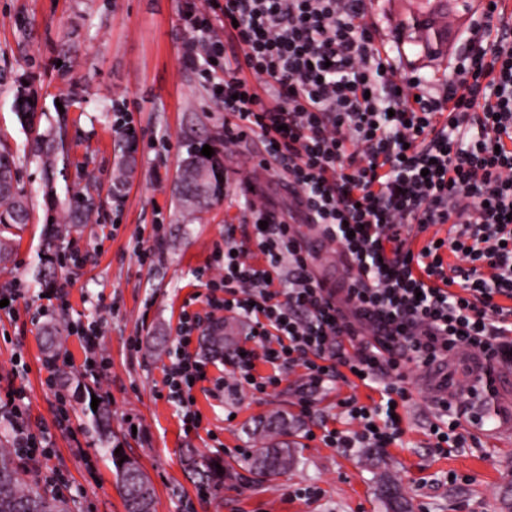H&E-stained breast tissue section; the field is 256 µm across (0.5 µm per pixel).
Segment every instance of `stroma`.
Returning a JSON list of instances; mask_svg holds the SVG:
<instances>
[{
	"label": "stroma",
	"mask_w": 512,
	"mask_h": 512,
	"mask_svg": "<svg viewBox=\"0 0 512 512\" xmlns=\"http://www.w3.org/2000/svg\"><path fill=\"white\" fill-rule=\"evenodd\" d=\"M484 0H450L452 23L442 34L443 52L428 54L417 42L414 17L420 0H367L365 24L383 41H398L404 67L442 83L449 64L480 20ZM185 0H0V143L17 154V179L30 204L28 224L13 228L14 251L0 270V397L22 389L32 429L53 434L47 469H59L79 495L72 512H125L107 436L92 425L87 395L62 386L44 366L54 357L61 372L80 377L112 411L111 436L137 462L155 490L156 512H393L385 485L396 486L408 512H512V384L496 383L485 429L470 426L477 443L449 455L429 446L437 409L433 373L447 378L452 402L466 400L476 361L453 353L438 370L410 369L412 400L405 434L385 450L345 451L308 438L318 418L348 428L340 400L371 392L337 379L316 395V415L302 421L298 463L274 478L248 468L253 430L273 412L299 413L305 371L296 367L267 394L216 396L215 378L229 376L230 355L249 326L235 322L222 355L207 365V378L193 390L200 425L185 430L180 407L169 400L164 372L174 360L183 312L207 317L206 288L198 271L224 253V227L250 230L244 204L247 178L259 158L252 138L223 152L224 197L208 209L182 213L175 184L189 149L224 137V111L210 88L223 64L193 70L181 62ZM30 95L39 130L65 120L71 165L66 176L48 177L29 153L33 131L15 114L17 91ZM133 129L135 169L121 188L113 178L122 138L117 114ZM86 175L102 204L64 250L48 254L44 241L62 215L67 186ZM296 229L313 244L312 270L335 284L345 268L339 246L316 241L310 225ZM64 325L68 334L47 350L44 326ZM98 328V350L85 336ZM139 348H131V338ZM108 365L107 380L83 374L93 357ZM91 393V394H92ZM195 448L219 460L228 475L217 486L200 484L185 471L181 451ZM470 483L449 485V473ZM313 486L322 496L294 497Z\"/></svg>",
	"instance_id": "35a3bbf8"
}]
</instances>
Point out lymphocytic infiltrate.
Returning a JSON list of instances; mask_svg holds the SVG:
<instances>
[{
	"label": "lymphocytic infiltrate",
	"mask_w": 512,
	"mask_h": 512,
	"mask_svg": "<svg viewBox=\"0 0 512 512\" xmlns=\"http://www.w3.org/2000/svg\"><path fill=\"white\" fill-rule=\"evenodd\" d=\"M225 18L184 17L183 64L224 58V142L253 133L274 175L322 237L341 246L354 276L325 287L293 225L249 204L258 226L252 247L224 228L226 255L205 267L207 305L246 320L251 343L233 353L231 378L216 392L276 390L303 367L300 413L342 371L379 387L381 400L357 396L341 406L350 430L321 424L329 448H388L402 436L411 399L406 370L463 348L487 365L512 362V19L484 8L447 80L433 87L402 77L398 46L377 41L364 22L366 0H209ZM447 237L420 249L409 241L429 225ZM222 289L216 299L214 289ZM198 316L183 314L165 373L169 400L197 428L194 379L207 363L189 350ZM272 374H257V363ZM6 409L14 448L27 461L53 446L48 428L30 431L23 396Z\"/></svg>",
	"instance_id": "f902f5d3"
}]
</instances>
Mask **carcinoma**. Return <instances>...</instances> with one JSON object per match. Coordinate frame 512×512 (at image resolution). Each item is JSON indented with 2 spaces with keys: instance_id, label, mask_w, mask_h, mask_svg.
<instances>
[{
  "instance_id": "obj_1",
  "label": "carcinoma",
  "mask_w": 512,
  "mask_h": 512,
  "mask_svg": "<svg viewBox=\"0 0 512 512\" xmlns=\"http://www.w3.org/2000/svg\"><path fill=\"white\" fill-rule=\"evenodd\" d=\"M66 126L59 123L46 132L36 134L31 141V151L45 159L50 168H67L69 155L65 150ZM135 159L131 148H126L118 160L115 185L120 187L132 172ZM224 169L220 160L208 158L201 151L188 152L184 159L176 185V197L188 213L201 212L217 203L224 188ZM85 185L81 191L68 197L64 219L54 225L52 237L46 248H59L69 236L68 224L88 218L101 206V201ZM29 221V204L26 195L18 187L11 151L0 147V226L9 229ZM294 420L284 413L269 417L260 431L254 433L255 450L250 459V470L272 478L296 464L288 436ZM112 458L116 478L120 484L126 512H155L154 490L142 468L124 452H116V446L106 448ZM185 466L196 474L200 483L216 485L224 479L217 472L216 461L189 450L184 458ZM0 512H71L68 501L28 481L18 456L8 448H0Z\"/></svg>"
}]
</instances>
